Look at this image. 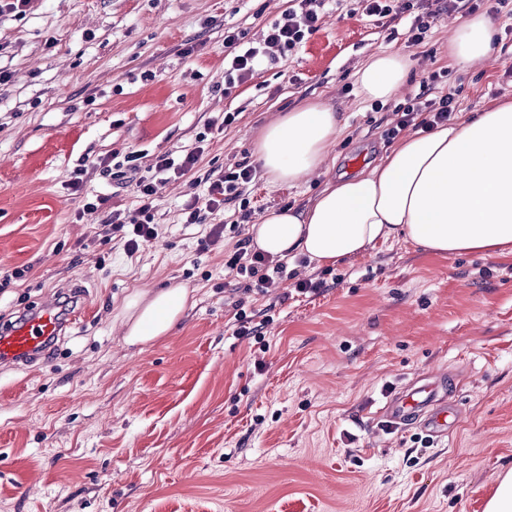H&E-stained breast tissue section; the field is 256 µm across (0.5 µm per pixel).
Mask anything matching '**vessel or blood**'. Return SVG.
Returning <instances> with one entry per match:
<instances>
[{
    "mask_svg": "<svg viewBox=\"0 0 512 512\" xmlns=\"http://www.w3.org/2000/svg\"><path fill=\"white\" fill-rule=\"evenodd\" d=\"M65 327L54 301H45L15 324L0 328V363L30 362L44 353ZM380 414L395 426L407 423L410 416H417L425 431L445 436L452 430L458 411L449 403L442 383L419 381L388 399Z\"/></svg>",
    "mask_w": 512,
    "mask_h": 512,
    "instance_id": "b4317fda",
    "label": "vessel or blood"
}]
</instances>
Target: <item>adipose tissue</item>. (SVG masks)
<instances>
[{"mask_svg":"<svg viewBox=\"0 0 512 512\" xmlns=\"http://www.w3.org/2000/svg\"><path fill=\"white\" fill-rule=\"evenodd\" d=\"M493 34L485 14L450 28L452 65L490 62ZM408 68L405 55L381 52L361 65L357 81L367 99L385 102ZM342 132L333 107L305 104L264 127L256 153L272 182L297 184L321 167ZM250 233L260 251L319 267L401 239L441 255L512 254V101L405 137L368 170L327 184L313 205L270 212ZM190 298L177 286L128 301L125 343L167 335Z\"/></svg>","mask_w":512,"mask_h":512,"instance_id":"adipose-tissue-1","label":"adipose tissue"}]
</instances>
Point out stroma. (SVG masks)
<instances>
[{"mask_svg": "<svg viewBox=\"0 0 512 512\" xmlns=\"http://www.w3.org/2000/svg\"><path fill=\"white\" fill-rule=\"evenodd\" d=\"M289 0H37L0 18V322L79 287V316L54 355L0 366V512H483L512 467V255H437L403 241L333 266L290 261L262 295L224 268L252 224L311 205L328 181L375 162L393 115L373 111L356 72L371 55L409 61L397 101L424 77L458 92L460 115L512 99V15L493 19L491 65L448 61V29L422 44L392 22L329 0L320 30L293 55L224 88V30L259 39ZM192 55H184L186 43ZM310 101L345 125L319 176L293 187L260 175L247 222L202 250L213 222L185 224L193 178L249 160L277 116ZM236 113L224 130L209 118ZM192 176L158 183V235L128 254L107 233L137 206L134 183L97 163L194 147ZM83 187L73 190L77 169ZM99 195V209H85ZM323 279L301 295L304 278ZM194 297L172 331L127 346L124 307L142 291ZM271 309L263 341L235 337L237 309ZM431 376L459 404L435 438L390 428V395Z\"/></svg>", "mask_w": 512, "mask_h": 512, "instance_id": "35a3bbf8", "label": "stroma"}]
</instances>
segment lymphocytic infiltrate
Returning <instances> with one entry per match:
<instances>
[{
  "mask_svg": "<svg viewBox=\"0 0 512 512\" xmlns=\"http://www.w3.org/2000/svg\"><path fill=\"white\" fill-rule=\"evenodd\" d=\"M293 5L280 19L272 22L263 31L259 40H247L245 32L228 29L224 32V84L231 87L244 83L270 62L271 51L290 54L300 48L316 32L327 0H292ZM363 11L369 16L389 17L395 20H408L407 41L417 45L423 42L433 20L443 16H454L461 10V0H358ZM436 75L423 79L421 91L407 103L395 104L392 108L395 122L383 132L385 139L395 140L407 129L430 131L447 123L457 110L454 92L437 91ZM203 146L187 150L176 158L170 155L157 157L149 165L146 174H139L138 152H128L122 161L112 163L101 161L103 173L125 178L127 173H136L138 179V206L132 211H113L109 222L113 231L123 233L128 253H136L141 245L152 240L156 234L154 227V176L171 174L183 177L195 169ZM204 189L192 193L185 203L183 215L186 223H202L205 216L238 207L246 211L254 199L257 185V169L249 161H241L210 174L203 179ZM227 268L237 274L254 278L255 287L260 293L279 287L283 273L287 269L284 260L262 251L251 249L249 239L239 240L234 251L225 262Z\"/></svg>",
  "mask_w": 512,
  "mask_h": 512,
  "instance_id": "lymphocytic-infiltrate-1",
  "label": "lymphocytic infiltrate"
}]
</instances>
